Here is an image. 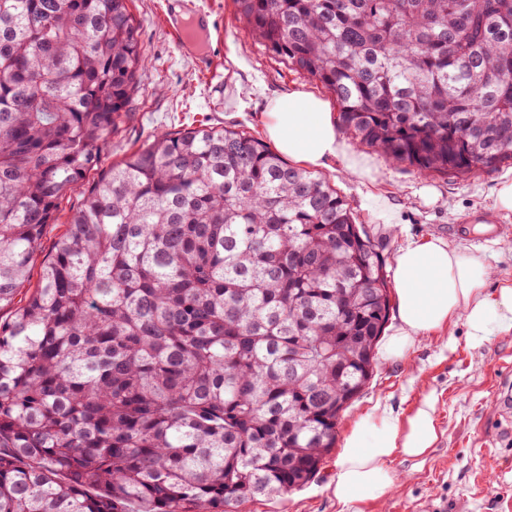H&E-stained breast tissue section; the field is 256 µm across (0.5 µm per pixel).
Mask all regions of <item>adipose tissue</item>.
<instances>
[{
  "mask_svg": "<svg viewBox=\"0 0 512 512\" xmlns=\"http://www.w3.org/2000/svg\"><path fill=\"white\" fill-rule=\"evenodd\" d=\"M263 117L268 138L288 158L314 167L341 159L348 175H364L321 97L305 90L288 92L270 100ZM491 276L484 256L438 237L400 248L394 269L397 323L381 346L383 358L402 360L421 338L459 320L476 346L495 333L512 332V282L490 291ZM437 402L435 394H427L405 414L376 405L352 421L330 485L338 504L349 508L384 495L394 483L390 463L396 456L420 457L434 448L440 434Z\"/></svg>",
  "mask_w": 512,
  "mask_h": 512,
  "instance_id": "adipose-tissue-1",
  "label": "adipose tissue"
}]
</instances>
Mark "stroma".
I'll list each match as a JSON object with an SVG mask.
<instances>
[{"label": "stroma", "instance_id": "1", "mask_svg": "<svg viewBox=\"0 0 512 512\" xmlns=\"http://www.w3.org/2000/svg\"><path fill=\"white\" fill-rule=\"evenodd\" d=\"M206 12L209 36L204 48L174 42L165 17ZM131 11L147 59L120 129L100 154L97 171L75 185L63 200L55 223L47 225L42 249L31 263L30 285H37L54 242L72 213L111 167L156 134L206 123L244 130L265 138L263 114L270 98L293 90L324 94V87L275 56L239 22L234 0H132ZM350 153L363 158L370 176L348 177L342 160L318 168L346 199L358 223L370 225L393 273L398 250L429 236L480 251L497 279L512 281V212L493 207V193L512 167L483 170L466 178L392 164L384 155L348 141ZM386 198L393 209L385 220L374 206ZM512 332L498 333L479 346L466 339L464 323L424 338L401 362L378 361L363 395L341 416L337 436L352 419L376 403L409 411L423 395L438 397L443 431L425 457L398 456L390 467L395 483L383 496L364 503V512H512V442L500 432L512 420ZM329 455L316 477L281 499L259 498L241 512H341L328 490L336 473Z\"/></svg>", "mask_w": 512, "mask_h": 512}]
</instances>
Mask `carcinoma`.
<instances>
[{
  "label": "carcinoma",
  "mask_w": 512,
  "mask_h": 512,
  "mask_svg": "<svg viewBox=\"0 0 512 512\" xmlns=\"http://www.w3.org/2000/svg\"><path fill=\"white\" fill-rule=\"evenodd\" d=\"M131 0H0V512H239L307 485L388 321L325 179L244 130L156 135L43 229L146 70ZM417 172L512 166V0H234Z\"/></svg>",
  "instance_id": "1"
}]
</instances>
